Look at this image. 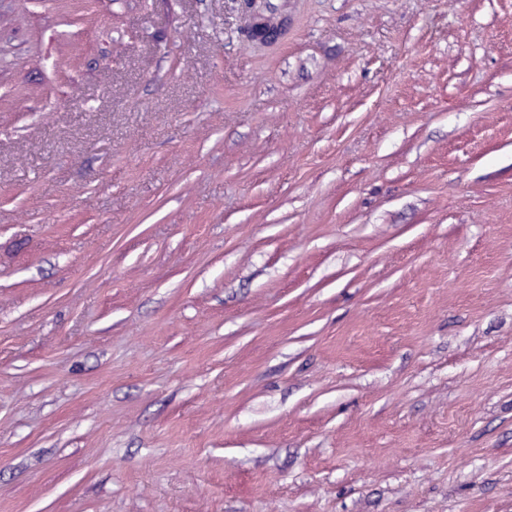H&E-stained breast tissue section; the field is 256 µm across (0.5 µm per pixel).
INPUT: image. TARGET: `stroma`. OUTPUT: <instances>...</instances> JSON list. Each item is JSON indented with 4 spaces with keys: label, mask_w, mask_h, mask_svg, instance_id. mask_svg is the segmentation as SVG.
Wrapping results in <instances>:
<instances>
[{
    "label": "stroma",
    "mask_w": 512,
    "mask_h": 512,
    "mask_svg": "<svg viewBox=\"0 0 512 512\" xmlns=\"http://www.w3.org/2000/svg\"><path fill=\"white\" fill-rule=\"evenodd\" d=\"M0 0V512H512V0ZM240 8L241 14L245 16L247 29L252 31L255 41L261 45L277 43L288 27L286 17L272 20L257 0H242Z\"/></svg>",
    "instance_id": "stroma-1"
}]
</instances>
